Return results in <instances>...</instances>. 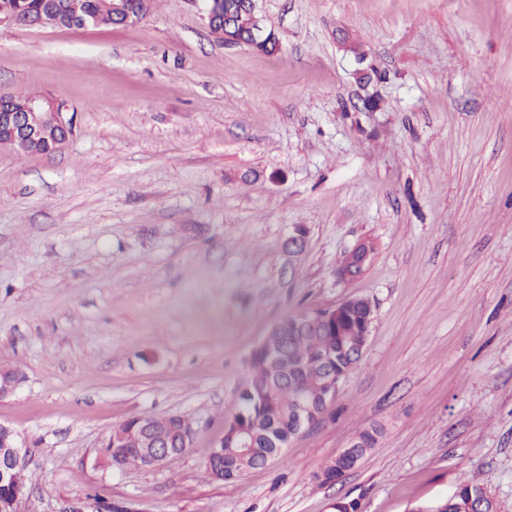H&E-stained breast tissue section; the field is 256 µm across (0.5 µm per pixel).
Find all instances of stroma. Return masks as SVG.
Masks as SVG:
<instances>
[{
    "mask_svg": "<svg viewBox=\"0 0 512 512\" xmlns=\"http://www.w3.org/2000/svg\"><path fill=\"white\" fill-rule=\"evenodd\" d=\"M277 54L219 40L206 0L128 26H0V95L63 101L68 143L0 147V423L26 512H408L479 475L512 512V0H259ZM387 78L360 93L342 35ZM375 254L340 284L358 241ZM348 298L370 336L325 418L232 481L206 465L287 314ZM188 415L158 466L99 457L136 416ZM343 480L316 475L358 434Z\"/></svg>",
    "mask_w": 512,
    "mask_h": 512,
    "instance_id": "35a3bbf8",
    "label": "stroma"
}]
</instances>
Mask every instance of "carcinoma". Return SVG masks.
<instances>
[{
	"instance_id": "obj_1",
	"label": "carcinoma",
	"mask_w": 512,
	"mask_h": 512,
	"mask_svg": "<svg viewBox=\"0 0 512 512\" xmlns=\"http://www.w3.org/2000/svg\"><path fill=\"white\" fill-rule=\"evenodd\" d=\"M120 3L121 0H82V8L94 27L121 25L122 11L116 8ZM41 4L42 0H0V9H17L30 23L36 24L41 17ZM254 16L253 0H224V20L211 25L210 29L221 40L230 32L240 44L249 45L253 38ZM345 51L353 54L357 63L356 80L370 83L384 79L368 62L363 43L354 40ZM369 311L368 301L355 299L329 328L297 330L293 327L294 313L279 321L288 335L270 337L271 355L251 357L250 381L238 398L233 419L226 425L224 466L229 469L226 480L259 467L261 457L273 449L287 447L288 441L300 430L298 420L303 414L302 406L313 405L316 412L325 413L327 365L338 372L348 370L345 349L358 342ZM328 358L331 359L329 364L326 363ZM140 419L161 431L167 429L168 421L158 416ZM140 419L134 417L112 431L131 438L136 434L133 425ZM378 435L376 428L361 432L354 441L355 449L363 454L374 448ZM242 439L251 445L252 453H239ZM471 499H482L487 506L492 504L485 483L475 477L459 482L444 498L417 505L413 512H461Z\"/></svg>"
}]
</instances>
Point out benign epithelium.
Returning a JSON list of instances; mask_svg holds the SVG:
<instances>
[{"label":"benign epithelium","mask_w":512,"mask_h":512,"mask_svg":"<svg viewBox=\"0 0 512 512\" xmlns=\"http://www.w3.org/2000/svg\"><path fill=\"white\" fill-rule=\"evenodd\" d=\"M10 135L13 150L20 154H33L35 143L42 138L52 139L48 153L61 149L70 139L73 132V118L68 116L66 105L56 99L49 100L37 95L30 98L27 107L22 112L10 110L0 111V131ZM367 242L361 241L348 251L353 265H343L336 271L337 279L347 281L356 278V266L366 265L369 257L363 256V247ZM343 304L339 303L322 312L308 310L302 315L304 322L319 326L336 317L341 312ZM141 448L150 465H159L179 453V449L171 447V441L178 445L191 444L194 436L193 428L174 427L171 436L155 432L148 425L138 429ZM28 448L19 440L15 431L0 424V512H22L23 483L20 475L27 469Z\"/></svg>","instance_id":"7a95c632"}]
</instances>
